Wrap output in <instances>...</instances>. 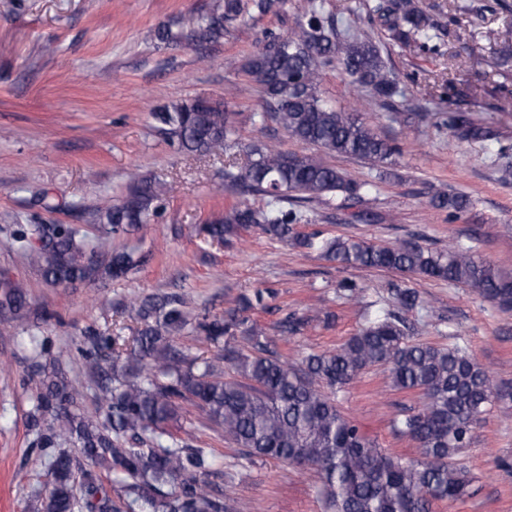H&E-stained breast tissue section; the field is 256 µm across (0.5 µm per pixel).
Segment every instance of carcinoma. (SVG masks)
I'll list each match as a JSON object with an SVG mask.
<instances>
[{
	"label": "carcinoma",
	"mask_w": 512,
	"mask_h": 512,
	"mask_svg": "<svg viewBox=\"0 0 512 512\" xmlns=\"http://www.w3.org/2000/svg\"><path fill=\"white\" fill-rule=\"evenodd\" d=\"M281 0H223L213 12L193 17L187 39L216 41L245 14L264 15ZM301 19L286 36H272L252 54L245 71L262 100L250 115L255 125L272 122L308 153L275 152L256 142L233 139V113L205 99L164 106L154 112L159 132L178 149L199 155H223L224 181L247 195L265 199L252 207L242 200L224 217L201 227L205 237L226 246L243 230L260 229L272 239L317 246L340 267L394 269L461 285L504 309H512V274L485 260L472 247L446 250L421 245H376L360 238L302 239L295 226L307 221L312 204L341 198L351 210L347 223H368L373 215L354 210L377 192L374 180H357L328 161L332 156L382 163L400 147L381 136L358 112H338L320 95L325 68L336 65L387 112L395 111L400 90L382 55L380 38L406 47L430 49L433 25L417 0H359L351 23L361 13L377 24L378 34L359 29L336 39L334 20L322 0H301ZM461 140L483 136L468 112L445 119ZM430 204L460 218L467 196L430 186ZM166 188L144 180L119 200L107 199L95 210L101 235L120 238L147 223L163 207ZM18 249L54 286L120 277L139 258L125 248L108 258L99 245L72 224H32L14 237ZM362 287L344 279L336 297L356 301ZM392 307L382 309L339 346L309 353L301 362L270 348V338L250 313L265 308L268 292L241 295L224 316L190 319L176 294H152L129 300L120 313L139 324L137 335L96 334L85 353L86 372L112 359V373L100 377L92 406L66 376L69 352L39 361L43 343L31 336V359L39 376L28 423L50 459H37L45 491L39 512H120L100 487L98 475L82 468L80 458L116 475L131 501L144 512H241L237 497L213 494L208 476L211 453L190 444L193 434L178 426L182 403L205 416L241 450L249 463L275 459L312 469L322 484L328 512H430L432 503L463 497L472 483L456 456L470 444L479 418L498 399L496 383L465 348L412 342L403 313L427 309L414 288L391 289ZM0 311L39 328L26 285L0 279ZM318 318L288 312L278 323L283 336H297ZM217 355L177 344L183 332ZM224 361L227 371L219 369ZM382 368L392 388L413 392L417 407H402L390 420L392 430L417 445L418 457L403 460L387 453L336 406V395L364 373Z\"/></svg>",
	"instance_id": "cac0c4a2"
}]
</instances>
